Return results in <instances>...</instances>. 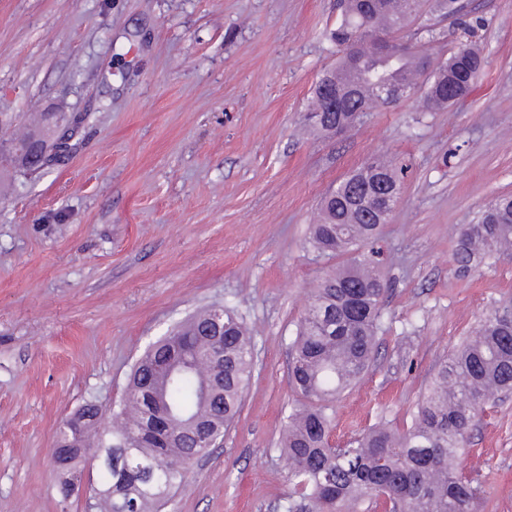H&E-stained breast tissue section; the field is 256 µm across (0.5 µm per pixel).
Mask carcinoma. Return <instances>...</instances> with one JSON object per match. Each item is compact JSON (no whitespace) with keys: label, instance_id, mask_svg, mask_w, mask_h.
<instances>
[{"label":"carcinoma","instance_id":"obj_1","mask_svg":"<svg viewBox=\"0 0 512 512\" xmlns=\"http://www.w3.org/2000/svg\"><path fill=\"white\" fill-rule=\"evenodd\" d=\"M392 0H341L330 33L340 56L315 84L305 120L332 134L352 128L381 105L372 79L402 87L424 73L436 41L423 26L424 43L405 35L416 20L456 16L458 0H397L386 23L379 16ZM412 43L393 66L371 50L376 35ZM485 58L472 45L448 53L425 82L424 108L440 111L467 97ZM400 168L378 157L350 173L325 197L310 242L328 255L347 257L311 289L291 345L288 380L302 400L288 413L280 441L293 491L285 512H478L479 492L460 471L477 411L492 397L512 392V304L493 308L435 372L421 396L413 424L399 431L379 424L337 447L330 442L336 398L370 366L381 329L385 282L359 252L389 222L393 209L374 197L401 195ZM492 254L512 255V197L488 203L460 233L453 260L466 273ZM252 337L232 311L212 305L195 312L137 359L119 410L106 416L93 400L59 427L55 443L79 441L60 484L74 477L82 450L100 457L95 488L102 512H153L180 487L192 462L209 450L196 437L213 427L228 430L255 371Z\"/></svg>","mask_w":512,"mask_h":512}]
</instances>
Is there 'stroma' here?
<instances>
[{
	"label": "stroma",
	"instance_id": "1",
	"mask_svg": "<svg viewBox=\"0 0 512 512\" xmlns=\"http://www.w3.org/2000/svg\"><path fill=\"white\" fill-rule=\"evenodd\" d=\"M462 2L432 52L477 45L472 95L428 112L418 90L327 138L303 115L336 63L340 0H0V141L41 112L83 118L43 171L0 169V512H95L92 488L61 491L59 422L90 399L112 410L144 349L212 304L246 323L256 370L162 512H277L289 346L309 288L341 263L310 227L337 181L385 154L409 171L370 245L382 330L332 440L411 425L438 365L512 301V256L465 275L453 261L462 227L512 195V0ZM467 446L480 512H512V394Z\"/></svg>",
	"mask_w": 512,
	"mask_h": 512
}]
</instances>
